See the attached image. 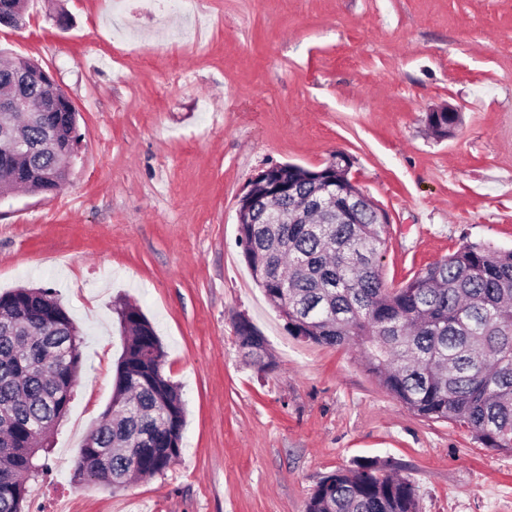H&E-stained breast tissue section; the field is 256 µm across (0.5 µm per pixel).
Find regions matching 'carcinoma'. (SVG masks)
Listing matches in <instances>:
<instances>
[{"label": "carcinoma", "mask_w": 512, "mask_h": 512, "mask_svg": "<svg viewBox=\"0 0 512 512\" xmlns=\"http://www.w3.org/2000/svg\"><path fill=\"white\" fill-rule=\"evenodd\" d=\"M439 138L453 134L458 112H430ZM77 113L54 112L28 125L32 152L13 156L0 139V194L13 184L30 194L61 190L53 182L58 157L40 146L55 136L60 151L78 140ZM350 159L336 162V213L321 224L305 214L293 224H269L268 203L245 202L239 235L253 280L288 332L328 347L354 346L368 372L408 411L466 428L492 452L512 453V251L465 243L396 288L383 281L378 257L387 225L378 208L351 183ZM275 180L297 203L314 195L311 172L296 165ZM359 199L358 222L345 215ZM122 352L116 367L111 419L98 424L92 446H82L76 469L114 490L168 469L181 454L186 405L163 372L165 351L141 308H115ZM239 346L258 369L266 339L251 323ZM83 337L45 287L0 294V512H25L26 479L43 471L39 452L66 415L81 372ZM304 512H419L415 485L390 465L365 460L325 476Z\"/></svg>", "instance_id": "obj_1"}]
</instances>
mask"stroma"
<instances>
[{
	"instance_id": "obj_1",
	"label": "stroma",
	"mask_w": 512,
	"mask_h": 512,
	"mask_svg": "<svg viewBox=\"0 0 512 512\" xmlns=\"http://www.w3.org/2000/svg\"><path fill=\"white\" fill-rule=\"evenodd\" d=\"M0 49L77 111L63 190L0 198V292L52 287L82 368L29 512H303L322 478L391 462L420 512H512V455L409 412L353 348L292 336L252 279L239 200L262 169L339 152L389 215L394 288L463 243L512 250V0H28ZM450 106L454 134L427 114ZM139 305L187 404L180 458L120 490L75 460L112 401L113 303ZM275 360L244 358L240 319ZM440 112H453L451 114L441 113ZM427 121L429 128L433 132V134L439 138H447L452 135L458 124L461 122L460 113L450 107V106H441L430 109L427 115Z\"/></svg>"
}]
</instances>
